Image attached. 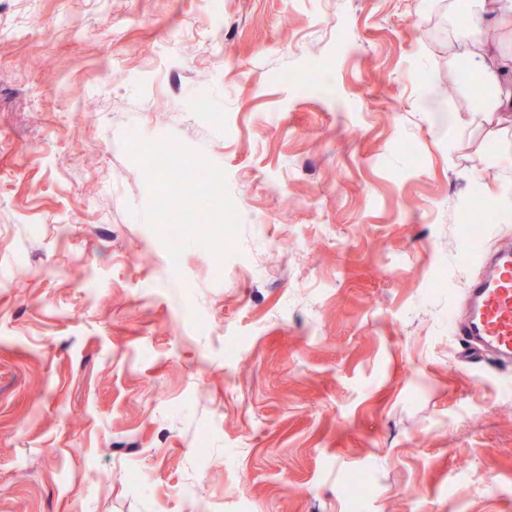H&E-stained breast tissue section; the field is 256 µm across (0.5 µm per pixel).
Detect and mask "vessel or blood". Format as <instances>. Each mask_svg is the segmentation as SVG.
<instances>
[{
	"label": "vessel or blood",
	"mask_w": 512,
	"mask_h": 512,
	"mask_svg": "<svg viewBox=\"0 0 512 512\" xmlns=\"http://www.w3.org/2000/svg\"><path fill=\"white\" fill-rule=\"evenodd\" d=\"M482 273L469 280L467 311L453 320L458 356L470 364L512 367V245L480 254Z\"/></svg>",
	"instance_id": "obj_1"
}]
</instances>
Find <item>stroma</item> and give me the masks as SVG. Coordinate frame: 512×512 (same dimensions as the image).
Instances as JSON below:
<instances>
[{"mask_svg":"<svg viewBox=\"0 0 512 512\" xmlns=\"http://www.w3.org/2000/svg\"><path fill=\"white\" fill-rule=\"evenodd\" d=\"M488 2L0 0V512H512L451 329L473 194L512 241ZM137 141L224 181L177 253ZM490 42H481L476 50H471L468 55L474 69L483 70L486 75V85L491 94L486 96L477 107L481 112H499L504 120L512 122V95L503 97L499 91V81L505 72H512V55L500 56L495 49L489 46ZM489 60L493 66L488 69Z\"/></svg>","mask_w":512,"mask_h":512,"instance_id":"35a3bbf8","label":"stroma"}]
</instances>
